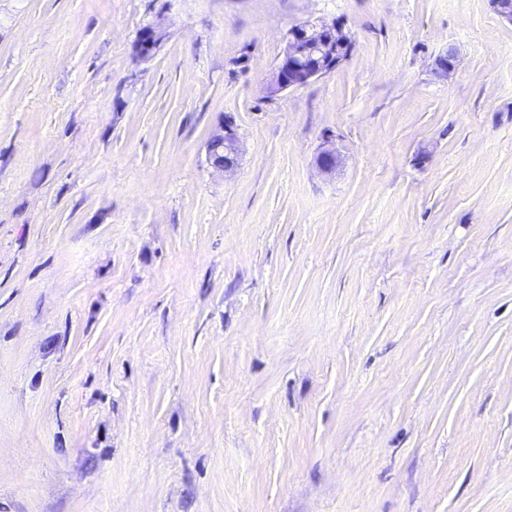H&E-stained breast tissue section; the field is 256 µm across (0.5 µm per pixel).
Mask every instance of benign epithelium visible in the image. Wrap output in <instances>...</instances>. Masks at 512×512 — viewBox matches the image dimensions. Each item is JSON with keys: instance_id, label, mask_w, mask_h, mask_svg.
<instances>
[{"instance_id": "7a95c632", "label": "benign epithelium", "mask_w": 512, "mask_h": 512, "mask_svg": "<svg viewBox=\"0 0 512 512\" xmlns=\"http://www.w3.org/2000/svg\"><path fill=\"white\" fill-rule=\"evenodd\" d=\"M164 29L157 25L142 28L134 43L136 60H147L161 47L160 35ZM354 36L340 20L308 19L291 27L285 47L275 68L274 78L267 87V94L275 96L291 89L303 87L334 72L351 55ZM458 62V49L450 45L445 53L434 62V73L449 77ZM325 147L317 157L320 170L333 171L339 154L333 147V135H323ZM239 139L236 126L230 119L225 120L212 135L206 150L207 163L214 169L228 173L238 164Z\"/></svg>"}]
</instances>
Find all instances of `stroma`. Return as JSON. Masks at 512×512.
<instances>
[{
	"label": "stroma",
	"mask_w": 512,
	"mask_h": 512,
	"mask_svg": "<svg viewBox=\"0 0 512 512\" xmlns=\"http://www.w3.org/2000/svg\"><path fill=\"white\" fill-rule=\"evenodd\" d=\"M317 17L351 56L268 97ZM0 512H512L491 0H0ZM164 31L161 26L157 25H147L142 28L134 43V57L137 61H145L155 55L161 47L160 35ZM207 163L224 173L232 172L239 157V139L236 126L230 119L224 120L212 135L206 150Z\"/></svg>",
	"instance_id": "35a3bbf8"
}]
</instances>
